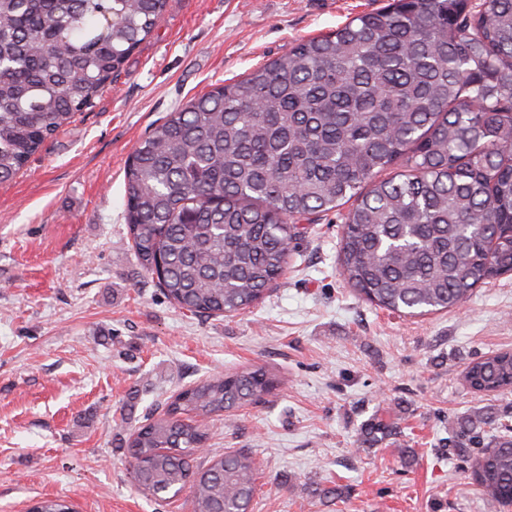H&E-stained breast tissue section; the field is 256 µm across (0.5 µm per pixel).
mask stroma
<instances>
[{"label":"stroma","instance_id":"1","mask_svg":"<svg viewBox=\"0 0 512 512\" xmlns=\"http://www.w3.org/2000/svg\"><path fill=\"white\" fill-rule=\"evenodd\" d=\"M385 3L168 0L96 107L0 185V512L46 497L76 512H192L188 493H139L114 434L185 386L254 366L279 387L211 418L198 456L255 457L252 512H499L448 440L479 419L512 425V391L463 382L471 361L512 349L511 274L462 307L391 314L339 275L330 215L291 243L258 306L206 318L171 304L126 240L125 170L152 125ZM376 417L393 433L370 447ZM332 482L344 493L329 502Z\"/></svg>","mask_w":512,"mask_h":512}]
</instances>
